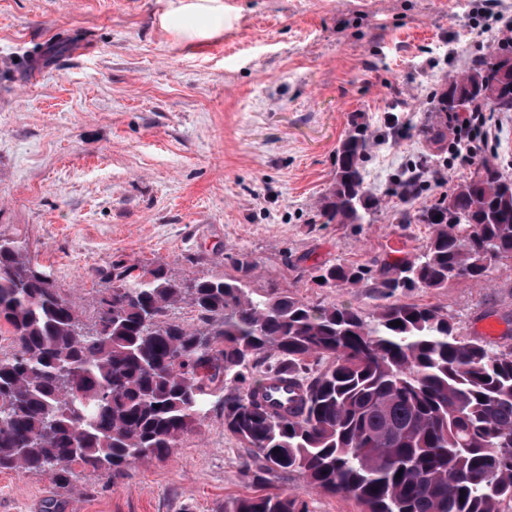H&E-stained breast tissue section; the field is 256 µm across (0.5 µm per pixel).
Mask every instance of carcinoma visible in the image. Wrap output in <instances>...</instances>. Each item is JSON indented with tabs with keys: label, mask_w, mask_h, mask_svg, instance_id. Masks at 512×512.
Here are the masks:
<instances>
[{
	"label": "carcinoma",
	"mask_w": 512,
	"mask_h": 512,
	"mask_svg": "<svg viewBox=\"0 0 512 512\" xmlns=\"http://www.w3.org/2000/svg\"><path fill=\"white\" fill-rule=\"evenodd\" d=\"M429 105L437 120L420 132L440 153L455 111L512 112V49L475 58ZM370 140L356 124L339 144L320 202L325 223L368 224L380 209L365 186ZM419 182L408 171L392 195L414 199ZM403 221L431 229L419 256L376 271L324 265L312 276L319 288L369 283L386 300L369 320L274 284L255 294L234 277L177 281L161 266L118 265L87 321L22 242L0 239V337L9 336L0 348V472L51 471L65 487L75 464L123 477L166 456L214 401L224 429L260 462L242 471L249 482L297 473L360 512H500L512 500V346L462 340L441 307L394 297L480 281L512 259V176L493 154ZM184 305L192 324L175 316ZM275 376L303 391L286 415L257 397ZM224 512L309 504L306 493L283 490L235 497Z\"/></svg>",
	"instance_id": "1"
}]
</instances>
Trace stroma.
<instances>
[{
	"label": "stroma",
	"mask_w": 512,
	"mask_h": 512,
	"mask_svg": "<svg viewBox=\"0 0 512 512\" xmlns=\"http://www.w3.org/2000/svg\"><path fill=\"white\" fill-rule=\"evenodd\" d=\"M482 0H0V237L29 254L83 307L113 264L163 266L176 280L237 276L311 303L372 316L371 288H318L317 265L413 258L430 229L405 224L396 174L438 169L419 198L435 203L497 151L512 173V113L469 160L436 156L403 124L461 61L501 47ZM360 116L374 140L369 224L317 217L336 148ZM401 301L447 311L464 340L497 322L512 345V260L482 281L416 289ZM249 449L210 404L165 459L112 479L76 471L0 472V512H224L259 491Z\"/></svg>",
	"instance_id": "stroma-1"
}]
</instances>
